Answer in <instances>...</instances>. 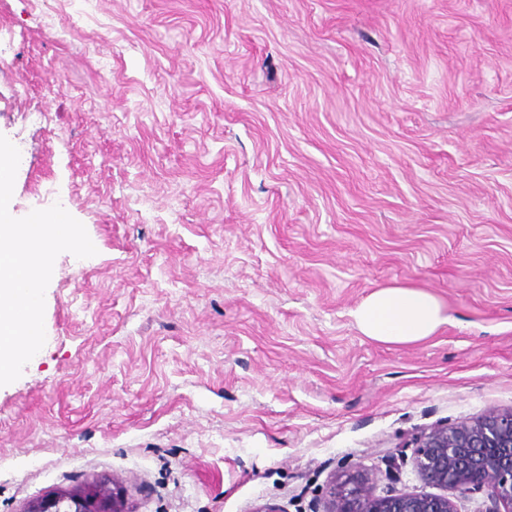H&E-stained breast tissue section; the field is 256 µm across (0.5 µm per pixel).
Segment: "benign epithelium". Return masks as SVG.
<instances>
[{
  "label": "benign epithelium",
  "instance_id": "obj_1",
  "mask_svg": "<svg viewBox=\"0 0 512 512\" xmlns=\"http://www.w3.org/2000/svg\"><path fill=\"white\" fill-rule=\"evenodd\" d=\"M413 465L426 484L449 489L458 497L485 495L482 512H512V409L436 426L413 441ZM23 512H132L121 485L108 476L64 493L28 503ZM323 512H458L445 495L415 492L374 494L361 470L330 486Z\"/></svg>",
  "mask_w": 512,
  "mask_h": 512
}]
</instances>
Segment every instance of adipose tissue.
I'll return each mask as SVG.
<instances>
[{
	"instance_id": "ef3b65f1",
	"label": "adipose tissue",
	"mask_w": 512,
	"mask_h": 512,
	"mask_svg": "<svg viewBox=\"0 0 512 512\" xmlns=\"http://www.w3.org/2000/svg\"><path fill=\"white\" fill-rule=\"evenodd\" d=\"M353 317L364 336L393 344L426 339L449 320L439 297L417 287L376 289L357 306Z\"/></svg>"
}]
</instances>
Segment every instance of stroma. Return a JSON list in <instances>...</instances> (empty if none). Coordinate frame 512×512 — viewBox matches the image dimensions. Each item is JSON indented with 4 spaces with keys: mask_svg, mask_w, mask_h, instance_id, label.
<instances>
[{
    "mask_svg": "<svg viewBox=\"0 0 512 512\" xmlns=\"http://www.w3.org/2000/svg\"><path fill=\"white\" fill-rule=\"evenodd\" d=\"M0 135L15 216L97 250L0 386V512L104 474L134 512L425 493L415 436L512 408V0H0ZM393 286L448 323L364 336ZM352 314L364 336L393 344L426 339L449 320L439 297L417 287L378 288Z\"/></svg>",
    "mask_w": 512,
    "mask_h": 512,
    "instance_id": "35a3bbf8",
    "label": "stroma"
}]
</instances>
